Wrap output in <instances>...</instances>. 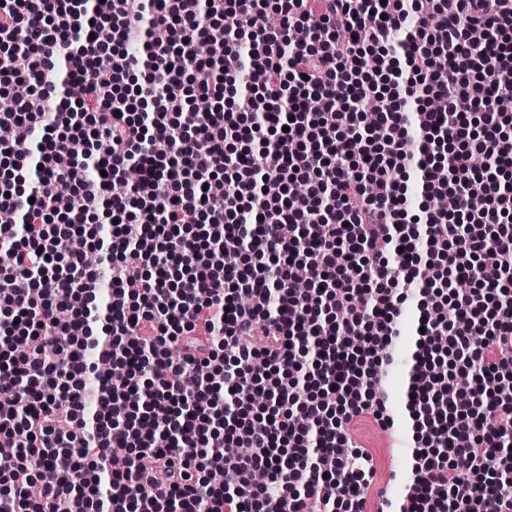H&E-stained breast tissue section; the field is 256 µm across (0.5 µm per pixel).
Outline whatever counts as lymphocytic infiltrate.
I'll use <instances>...</instances> for the list:
<instances>
[{"instance_id": "lymphocytic-infiltrate-1", "label": "lymphocytic infiltrate", "mask_w": 512, "mask_h": 512, "mask_svg": "<svg viewBox=\"0 0 512 512\" xmlns=\"http://www.w3.org/2000/svg\"><path fill=\"white\" fill-rule=\"evenodd\" d=\"M0 79L28 89L0 114V512H365L351 424H394L413 289L414 479L376 512H512V0H0Z\"/></svg>"}]
</instances>
